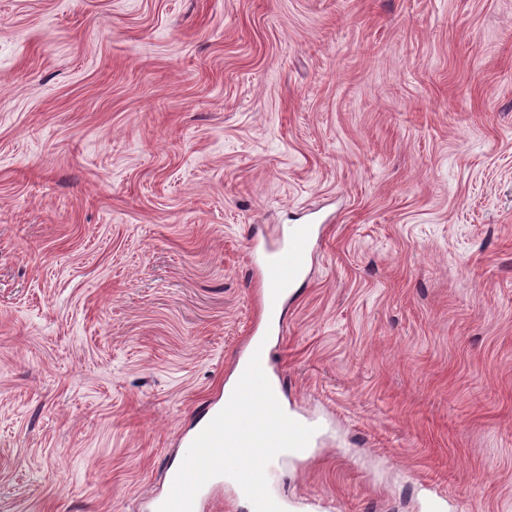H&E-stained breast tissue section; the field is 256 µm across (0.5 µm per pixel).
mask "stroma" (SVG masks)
<instances>
[{
	"label": "stroma",
	"mask_w": 512,
	"mask_h": 512,
	"mask_svg": "<svg viewBox=\"0 0 512 512\" xmlns=\"http://www.w3.org/2000/svg\"><path fill=\"white\" fill-rule=\"evenodd\" d=\"M302 223L282 495L512 512V0H0V512H153ZM319 233L317 224H291L282 229L273 245L265 244L259 249L255 245L251 252V261L260 267L261 313L269 322L270 333L280 328L289 289L305 273L308 256Z\"/></svg>",
	"instance_id": "1"
}]
</instances>
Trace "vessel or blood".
<instances>
[{
  "label": "vessel or blood",
  "instance_id": "vessel-or-blood-1",
  "mask_svg": "<svg viewBox=\"0 0 512 512\" xmlns=\"http://www.w3.org/2000/svg\"><path fill=\"white\" fill-rule=\"evenodd\" d=\"M319 233L315 224H291L274 244L252 250L250 258L260 268L263 288L261 313L271 329H279L288 292L303 276Z\"/></svg>",
  "mask_w": 512,
  "mask_h": 512
}]
</instances>
